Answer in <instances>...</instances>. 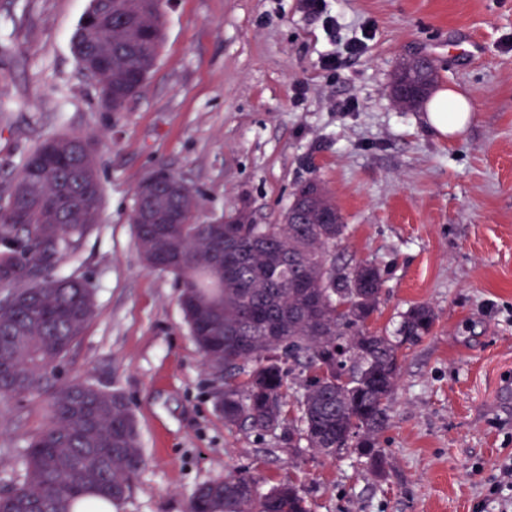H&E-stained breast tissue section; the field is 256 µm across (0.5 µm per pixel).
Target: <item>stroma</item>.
Listing matches in <instances>:
<instances>
[{"mask_svg": "<svg viewBox=\"0 0 512 512\" xmlns=\"http://www.w3.org/2000/svg\"><path fill=\"white\" fill-rule=\"evenodd\" d=\"M89 6L0 0V181L46 138L94 139L101 222L58 273L90 278L95 315L59 379L119 392L135 416L145 464L112 512H189L198 486L238 469L266 490L292 481L314 512H497L489 484L512 456V0H326L336 30L303 0H170L157 64L120 114L99 110L73 52ZM414 55L472 97L459 139L393 104L392 73ZM160 167L195 187L203 221L244 206L281 223L296 186L320 179L348 226L337 263L383 273L370 330L393 336L410 305L434 309L379 435L385 478L355 452L328 460L215 410L179 284L144 268L130 223L136 187ZM48 419L45 395L0 408V492L23 481Z\"/></svg>", "mask_w": 512, "mask_h": 512, "instance_id": "1", "label": "stroma"}]
</instances>
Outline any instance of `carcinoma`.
Here are the masks:
<instances>
[{"instance_id": "obj_1", "label": "carcinoma", "mask_w": 512, "mask_h": 512, "mask_svg": "<svg viewBox=\"0 0 512 512\" xmlns=\"http://www.w3.org/2000/svg\"><path fill=\"white\" fill-rule=\"evenodd\" d=\"M164 39L158 0H90L73 34L81 69L111 91L104 112L125 111L156 66ZM435 68L406 59L391 93L412 110L429 94ZM151 192L136 196L130 222L145 268L181 288L184 320L205 368L236 384L214 399L224 421L260 436L279 434L334 459L353 448L385 475L378 435L389 420L405 348L435 324L427 304L411 305L396 336L369 330L383 293L370 261L336 266L347 225L318 179L297 186L280 224H256L245 209L224 220L223 262L214 264L210 225L196 218V191L160 168ZM103 189L92 139L43 141L17 175L0 183V403L47 394L50 417L29 442L23 482L0 493V512H83L86 498L126 497L143 464L124 396L81 381L55 385V372L95 312L92 282L60 276L80 262L100 222ZM177 213V224L143 222ZM297 385L289 394L291 384ZM189 512H311L290 481L268 491L244 470L199 486Z\"/></svg>"}]
</instances>
